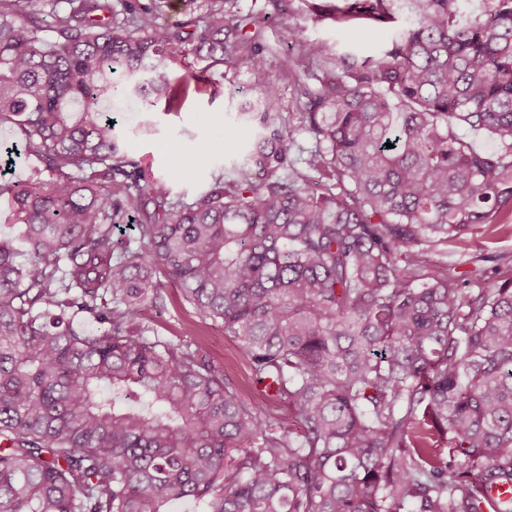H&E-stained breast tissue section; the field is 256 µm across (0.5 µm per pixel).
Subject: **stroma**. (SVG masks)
Listing matches in <instances>:
<instances>
[{
    "mask_svg": "<svg viewBox=\"0 0 512 512\" xmlns=\"http://www.w3.org/2000/svg\"><path fill=\"white\" fill-rule=\"evenodd\" d=\"M237 9L243 14L261 10L268 15L261 35L247 36L246 44L261 45L268 52L270 74L278 81L280 110L284 113L296 109V95L285 75L284 64L298 53L297 44L285 37V24L301 30L303 37L322 41L334 57L351 51L363 58L375 54L381 46L375 31L364 22H315L307 0H290L284 14L274 10L270 0H238ZM185 72L182 66L171 71L178 92L170 103H155L148 98L131 101L122 90H115L111 118L124 134L128 158L150 162L155 177L166 182L172 196L189 202L205 190L221 161V134L234 131L244 142L254 141L260 128L251 114L257 110L262 94L251 71L244 66L225 74L210 69L206 81L198 85H183ZM435 251V263H447L461 272L488 271L492 268L491 256L512 253V236L490 239L478 234L466 249L439 245ZM161 293L163 309L147 308L144 322L151 335L179 340L182 325L194 317L193 310L179 288L168 284ZM191 341L202 348L223 372L226 384L243 400L266 408L279 423H287V406L267 401L250 379L240 344L225 335L221 326H199Z\"/></svg>",
    "mask_w": 512,
    "mask_h": 512,
    "instance_id": "35a3bbf8",
    "label": "stroma"
}]
</instances>
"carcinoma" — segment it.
<instances>
[{
	"label": "carcinoma",
	"instance_id": "1",
	"mask_svg": "<svg viewBox=\"0 0 512 512\" xmlns=\"http://www.w3.org/2000/svg\"><path fill=\"white\" fill-rule=\"evenodd\" d=\"M181 2L167 28L170 0H0V130L43 164L0 184L19 227L0 237V512H512L489 499L512 490V255L491 287L430 273L434 246L512 233V0L320 7L383 48L331 58L287 28L286 123L263 48L242 51L265 17ZM191 55L251 70L262 131L184 203L104 104L117 77L173 98ZM164 279L242 345L288 425L192 343L146 336Z\"/></svg>",
	"mask_w": 512,
	"mask_h": 512
}]
</instances>
